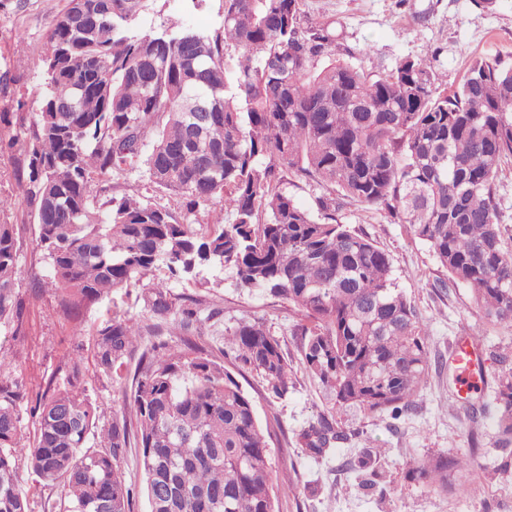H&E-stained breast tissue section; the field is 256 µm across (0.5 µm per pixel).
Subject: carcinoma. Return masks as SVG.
I'll return each instance as SVG.
<instances>
[{"label": "carcinoma", "mask_w": 512, "mask_h": 512, "mask_svg": "<svg viewBox=\"0 0 512 512\" xmlns=\"http://www.w3.org/2000/svg\"><path fill=\"white\" fill-rule=\"evenodd\" d=\"M303 0H222L223 24L203 32L171 21L134 27L144 0H69L50 15L41 63L40 110L27 136L0 131V157L22 156L17 192L33 207L35 245L56 312L74 322L77 345L59 382L12 376L0 356V512H34L18 462L45 487H62L60 512H131L121 470L138 448L150 512H275L265 432L250 396L207 353L214 298L168 288L200 269L227 268L240 287L298 311L301 365L333 406L394 415L415 407L432 367L429 328L393 277L388 253L336 207L359 203L432 249L448 282L465 286L492 323L512 327V253L502 245L500 176L512 166V66L471 61L452 93L431 66L402 58L375 75L333 59L327 28L306 20ZM203 98L209 119L198 121ZM143 170L173 206L119 185ZM295 172L328 196L314 215L282 189ZM233 214L186 224L214 200ZM0 196V327L28 333L16 292L21 225ZM146 283L143 308L171 321L180 343H143L159 326L113 306L86 329L82 310ZM95 374L125 385L129 415L104 423L86 393L84 343ZM141 349L134 373L128 359ZM224 356L258 372L269 396L288 395V362L260 318L224 328ZM494 374V446L512 470V355ZM35 419L21 432L22 411ZM345 437L321 415L295 433L323 458ZM381 452L349 462L380 477ZM471 466L440 454L405 478L448 488Z\"/></svg>", "instance_id": "cac0c4a2"}]
</instances>
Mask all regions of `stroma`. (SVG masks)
I'll use <instances>...</instances> for the list:
<instances>
[{"label":"stroma","instance_id":"1","mask_svg":"<svg viewBox=\"0 0 512 512\" xmlns=\"http://www.w3.org/2000/svg\"><path fill=\"white\" fill-rule=\"evenodd\" d=\"M68 0H27L23 9L0 8V113H7L10 133H28L38 110L43 81L40 55L46 41L48 16ZM307 18L329 26L336 36V58L373 73L388 71L396 61L410 57L430 65L440 87L454 90L470 61L499 58L512 63V0H497L486 10L475 0H304ZM201 30L222 23L220 0H148L140 22L144 29L160 30L168 20ZM24 49H17L18 39ZM340 223L361 228L393 259L400 288L428 324L431 352L450 355L462 326L479 327L478 358L484 371L479 393L487 410L478 431L458 408L454 373L431 371L414 410L392 416L370 415L352 409L335 415L346 434L322 458L306 455L294 434L331 405L318 384L302 369L299 339L294 334L298 316L287 301L240 288L231 270L203 272L193 281H176L174 293L217 298L224 315L207 329L208 351L220 355L224 329L239 319L262 318L279 339L293 372L294 389L281 400L272 399L256 372L232 367L231 372L253 399L260 424L272 425L270 457L277 477L276 512H512V474L495 470L497 453L491 445L495 432L493 377L496 355L512 351V327L483 319L467 288L442 289L448 275L429 246L413 238L405 225L389 223L383 212L348 204L336 213ZM40 255L32 232H25L19 256L22 275L16 289L31 311L26 338H14L0 329V353L15 360L17 376L56 374L72 345L71 324L56 312L51 289L33 293L27 275ZM89 395L103 421L123 414L118 386L97 378L92 357H85ZM479 437L481 450L471 439ZM388 448L381 462L378 485L362 484L348 461L371 446ZM438 453L474 456L472 469L448 478L447 491H432L407 482L406 469L417 459Z\"/></svg>","mask_w":512,"mask_h":512}]
</instances>
